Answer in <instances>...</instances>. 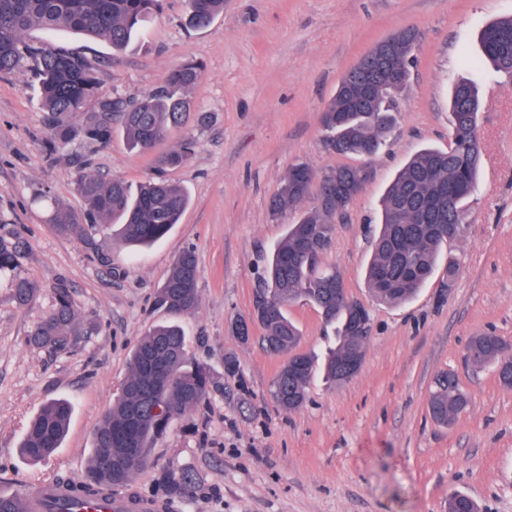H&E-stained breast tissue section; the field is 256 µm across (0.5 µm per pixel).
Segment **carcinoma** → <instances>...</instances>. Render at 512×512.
<instances>
[{
	"label": "carcinoma",
	"mask_w": 512,
	"mask_h": 512,
	"mask_svg": "<svg viewBox=\"0 0 512 512\" xmlns=\"http://www.w3.org/2000/svg\"><path fill=\"white\" fill-rule=\"evenodd\" d=\"M163 0H0V75L26 65L38 80L48 144L54 150L75 136L100 144L111 141L118 124L130 148L148 152L180 128L191 111L187 90L202 77L204 66L187 60L165 81L134 101L98 102L94 120L76 129L74 119L98 95L97 67L87 57L50 43L30 44L24 33L32 27L68 31L103 38L112 50H125L142 35L151 17L161 11ZM186 23L208 27L224 12V0H186ZM416 33L401 31L379 43L342 78L336 95L324 107L322 127L325 148L337 155L374 157L385 146L395 117L394 94L402 82L382 77L385 70H409ZM484 59L512 76V18L494 21L479 34ZM480 98L467 82L453 85L450 99L451 131L448 148H423L415 153L387 187L380 209L379 229L368 263L366 280L372 299L400 305L412 299L445 262L448 284L459 266L447 251L463 237L469 199L475 189L481 160L478 130ZM193 141L185 139L159 159V168L177 167L192 155ZM312 171L305 163L293 166L274 195L275 215L296 211L315 195L314 208L288 225L276 245L267 276L257 294L254 317L261 324L262 341L274 354L295 349L301 334L288 318V306L305 301L313 305L326 324L334 327L336 346L327 353L324 372L337 381L339 366L349 351L348 337L359 301L350 298L341 275L322 266L336 218V192L349 180L369 172L366 167L336 166L319 174L315 185L296 180L297 171ZM76 190L87 204L79 216L56 207L52 224L66 237L83 238L97 224L118 226L117 235L130 245L147 246L166 237L179 223L189 198L184 189L161 176L132 188L120 179L103 180L84 173ZM200 268L195 254L181 252L173 261L160 288L159 302L168 312L193 315L200 306ZM16 303L26 306L38 288L26 280H14ZM82 335L67 289L60 288L56 306L31 333L40 348L65 351ZM503 341L494 335L474 336L466 360L474 367L492 365L500 384L512 387V361L502 363ZM298 374L283 365L274 378L270 395L285 411L299 408L307 398L314 367L305 354ZM170 374L165 386L156 384V365ZM213 385L210 371L190 361L184 331L179 323L151 327L137 342L129 360V374L119 396L102 415L92 438L90 476L71 481L55 498L49 512H78L106 500L112 488L128 483L149 467L147 450L168 425L209 398ZM469 406L458 376L440 375L430 392L428 409L433 420L452 425ZM73 408L65 399L45 404L29 421L20 445L21 456L41 461L61 447Z\"/></svg>",
	"instance_id": "obj_1"
}]
</instances>
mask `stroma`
I'll return each instance as SVG.
<instances>
[{
    "label": "stroma",
    "instance_id": "1",
    "mask_svg": "<svg viewBox=\"0 0 512 512\" xmlns=\"http://www.w3.org/2000/svg\"><path fill=\"white\" fill-rule=\"evenodd\" d=\"M184 0H164L143 41L122 53L103 39L40 28L25 38L99 61V95L134 100L183 60L204 76L187 96L194 114L160 151L129 149L122 130L108 144L76 138L49 151L39 87L29 68L0 77V241L18 246L0 272V488L30 492L59 478L83 479L92 435L129 373V355L171 315L156 303L174 258L193 250L200 308L180 317L190 359L214 386L204 405L173 422L148 450L150 468L115 488L155 512H448L470 495L481 512H512V388L491 366L464 363L470 338L491 331L512 356V79L477 63V34L512 17V0H226L212 24H184ZM402 29L418 32L397 123L377 157L339 156L322 143L321 115L346 72ZM465 79L481 93L482 166L467 228L452 251L456 280L438 268L402 306L371 301L365 267L379 201L417 150L449 141V94ZM194 152L169 181L190 197L180 224L134 249L99 226L83 240L59 235L53 206L83 212L75 181L90 172L136 186L156 172L159 152L183 139ZM315 171L364 166L370 179L337 224L324 266L349 297L365 302L371 333L360 371L332 385L315 373L305 403L278 407L270 384L287 354L267 352L250 314L268 258L298 215L276 217L270 201L294 163ZM39 289L17 305L11 281ZM67 288L85 336L66 352L36 348L29 334ZM313 363L334 338L319 312L288 308ZM232 358L235 372L224 369ZM455 371L470 397L449 427L428 411L436 378ZM68 399V434L48 460L30 464L18 446L47 402Z\"/></svg>",
    "mask_w": 512,
    "mask_h": 512
}]
</instances>
